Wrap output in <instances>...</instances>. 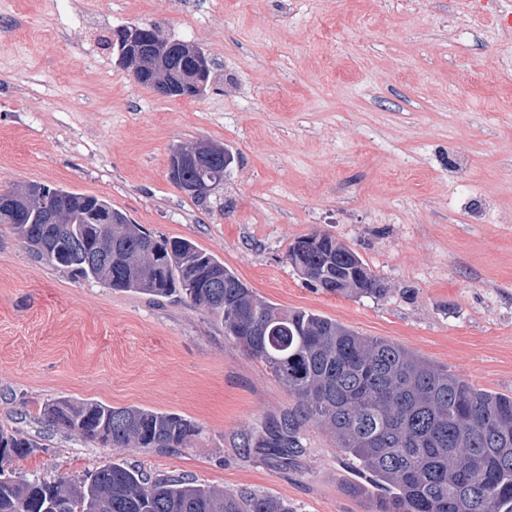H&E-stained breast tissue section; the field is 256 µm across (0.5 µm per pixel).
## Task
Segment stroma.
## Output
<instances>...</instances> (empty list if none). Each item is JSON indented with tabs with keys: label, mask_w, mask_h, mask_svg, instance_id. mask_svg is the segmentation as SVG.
Returning a JSON list of instances; mask_svg holds the SVG:
<instances>
[{
	"label": "stroma",
	"mask_w": 512,
	"mask_h": 512,
	"mask_svg": "<svg viewBox=\"0 0 512 512\" xmlns=\"http://www.w3.org/2000/svg\"><path fill=\"white\" fill-rule=\"evenodd\" d=\"M144 25L206 52L203 95L158 96L96 42ZM201 141L234 156L203 204L168 176L172 148ZM24 183L106 199L267 302L512 396V0H0V190ZM314 232L358 252L386 295L307 287L286 252ZM58 398L202 432L174 451L99 448L41 423ZM296 408L219 316L76 280L0 225V427L40 444L1 460L5 474L83 479L124 462L298 512H367L366 479L316 424L286 467L243 447Z\"/></svg>",
	"instance_id": "35a3bbf8"
}]
</instances>
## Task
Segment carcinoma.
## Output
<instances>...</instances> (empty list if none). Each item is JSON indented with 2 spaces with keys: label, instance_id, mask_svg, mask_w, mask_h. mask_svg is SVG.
Returning <instances> with one entry per match:
<instances>
[{
  "label": "carcinoma",
  "instance_id": "cac0c4a2",
  "mask_svg": "<svg viewBox=\"0 0 512 512\" xmlns=\"http://www.w3.org/2000/svg\"><path fill=\"white\" fill-rule=\"evenodd\" d=\"M117 29L100 44L149 63L142 85L192 78L180 42L141 28L136 44ZM197 162L170 173L174 184L221 185L233 162L224 146L181 147ZM6 224L37 258L116 291L184 296L224 321V336L260 359L300 402L302 417L333 434L337 447L369 474L382 495L368 512H512V396L474 383L404 346L360 335L328 317L283 310L260 299L224 263L190 239H156L95 195L29 183L0 192ZM306 283L330 294L380 298L387 288L361 256L328 234L288 247ZM41 420L102 447H189L200 426L138 406L55 399ZM299 423L287 417L258 437L280 466L300 449ZM35 436L0 428V461L25 457ZM0 512H296L288 500L198 484L184 475L152 478L112 462L83 481L0 473Z\"/></svg>",
  "mask_w": 512,
  "mask_h": 512
}]
</instances>
